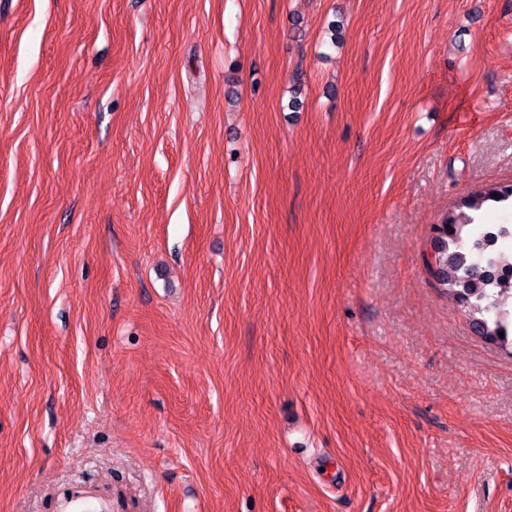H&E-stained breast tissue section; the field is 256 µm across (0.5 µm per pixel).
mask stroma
<instances>
[{
	"instance_id": "1",
	"label": "stroma",
	"mask_w": 512,
	"mask_h": 512,
	"mask_svg": "<svg viewBox=\"0 0 512 512\" xmlns=\"http://www.w3.org/2000/svg\"><path fill=\"white\" fill-rule=\"evenodd\" d=\"M509 182L512 0H0V512H512ZM497 193V198H493ZM482 203L492 202L505 204L512 209V184L500 185L489 188L479 194ZM474 198H462L455 211L446 215L441 224L433 225L435 254L432 261L427 260V268L437 284L446 291L454 293L456 297L466 304L469 312L479 314L475 324L482 333L491 341H503L512 334L511 321L499 312L494 295L482 287L484 281L481 275L483 267L493 266L498 260L499 254L512 250V238L503 240L499 246V254H482L475 250L478 235L470 248H465L466 240L485 224L475 223V218L462 211L463 208L478 210L481 205ZM450 226V230H447ZM499 332H504V338H500Z\"/></svg>"
}]
</instances>
